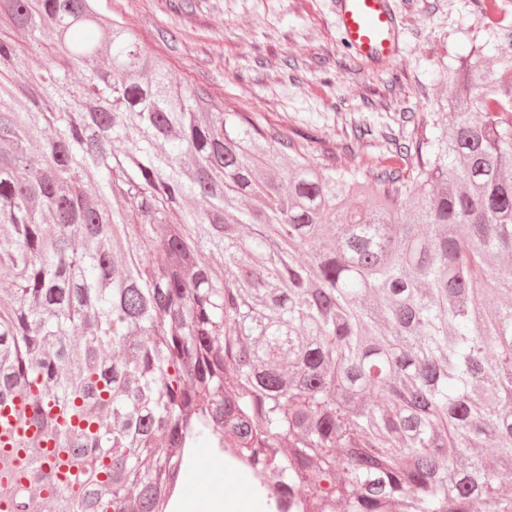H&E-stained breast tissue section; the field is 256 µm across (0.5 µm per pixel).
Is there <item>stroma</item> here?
<instances>
[{"mask_svg": "<svg viewBox=\"0 0 512 512\" xmlns=\"http://www.w3.org/2000/svg\"><path fill=\"white\" fill-rule=\"evenodd\" d=\"M100 0L108 16H123L144 46L163 58L179 84L200 89L234 112H255L283 126L324 160L367 167L387 163L384 140L414 138L420 125L447 126L439 110L448 77L484 44L480 0H393L402 48L375 63L342 41L333 0ZM297 61L282 69L283 59ZM373 131L354 141L351 128ZM220 482L222 498L242 512H268L246 474L226 478L207 447L197 450L183 480L194 494Z\"/></svg>", "mask_w": 512, "mask_h": 512, "instance_id": "35a3bbf8", "label": "stroma"}]
</instances>
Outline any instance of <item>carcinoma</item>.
I'll return each instance as SVG.
<instances>
[{"mask_svg":"<svg viewBox=\"0 0 512 512\" xmlns=\"http://www.w3.org/2000/svg\"><path fill=\"white\" fill-rule=\"evenodd\" d=\"M0 17V500L167 512L204 443L279 512H512L478 453L512 468V56L347 167L100 0Z\"/></svg>","mask_w":512,"mask_h":512,"instance_id":"carcinoma-1","label":"carcinoma"}]
</instances>
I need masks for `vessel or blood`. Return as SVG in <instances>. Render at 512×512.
I'll list each match as a JSON object with an SVG mask.
<instances>
[{
	"mask_svg": "<svg viewBox=\"0 0 512 512\" xmlns=\"http://www.w3.org/2000/svg\"><path fill=\"white\" fill-rule=\"evenodd\" d=\"M336 27L355 54L375 60L393 58L399 27L390 0H335Z\"/></svg>",
	"mask_w": 512,
	"mask_h": 512,
	"instance_id": "obj_1",
	"label": "vessel or blood"
}]
</instances>
